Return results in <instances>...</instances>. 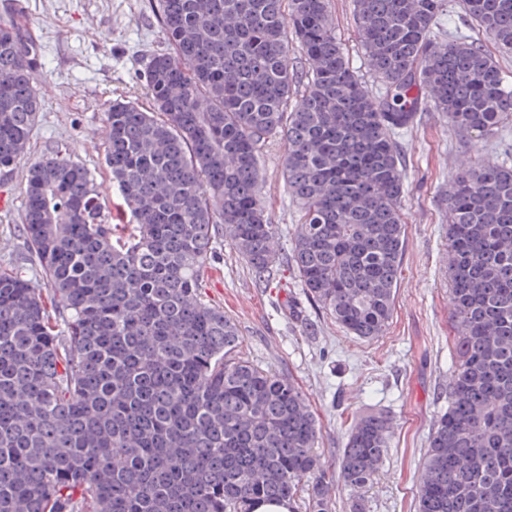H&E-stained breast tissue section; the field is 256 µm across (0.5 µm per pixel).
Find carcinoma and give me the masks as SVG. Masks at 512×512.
Instances as JSON below:
<instances>
[{
  "label": "carcinoma",
  "instance_id": "obj_1",
  "mask_svg": "<svg viewBox=\"0 0 512 512\" xmlns=\"http://www.w3.org/2000/svg\"><path fill=\"white\" fill-rule=\"evenodd\" d=\"M353 2L376 93L349 65L331 0H157L171 51L148 61L151 108L106 112L122 231L91 170L54 150L28 163L22 231L45 288L0 273V512H254L304 481L310 512L327 509L308 401L239 355L235 323L202 292L217 239L275 279L260 158L282 141L302 214L287 269L347 333L375 339L402 273L396 135L421 112L477 138L512 122L492 55L437 29L448 0ZM462 6L512 54V0ZM37 72L33 43L0 25L1 174L28 159ZM448 251L454 360L418 512H512V163H461ZM393 434L385 416L355 420L345 485L373 482Z\"/></svg>",
  "mask_w": 512,
  "mask_h": 512
}]
</instances>
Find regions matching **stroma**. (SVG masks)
<instances>
[{
	"label": "stroma",
	"instance_id": "35a3bbf8",
	"mask_svg": "<svg viewBox=\"0 0 512 512\" xmlns=\"http://www.w3.org/2000/svg\"><path fill=\"white\" fill-rule=\"evenodd\" d=\"M0 0V23L9 24L37 47V92L42 104L30 139V158L47 150L67 153L109 186L105 165L106 113L113 101L148 106L145 67L167 50L155 0ZM336 34L351 66L371 77L358 47L352 0H332ZM405 172L402 203L405 243L394 311L384 336L363 340L344 329L305 294L296 278L268 288L225 242L206 265L208 298L238 326L243 355L293 381L307 396L321 427L319 448L328 512H416L421 459L434 417L447 402L454 329L448 302V183L464 159L505 161L512 125L474 139L450 130L439 112H424L398 137ZM282 141H271L260 159L262 197L280 237V260L301 214L288 196ZM25 166L0 182L11 197L0 209V272L21 270L41 283L24 242L21 224ZM381 414L394 424L391 447L373 484L345 486L339 458L354 418Z\"/></svg>",
	"mask_w": 512,
	"mask_h": 512
}]
</instances>
